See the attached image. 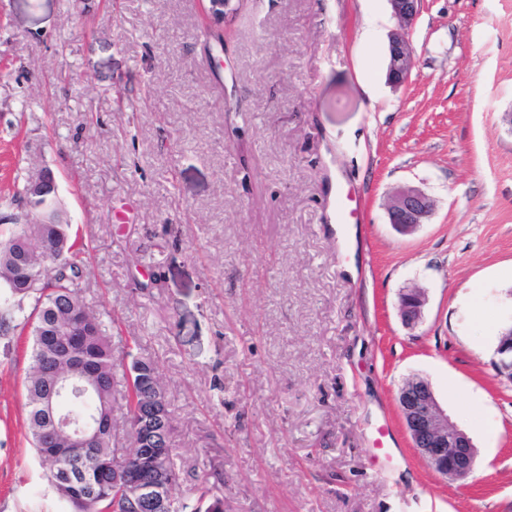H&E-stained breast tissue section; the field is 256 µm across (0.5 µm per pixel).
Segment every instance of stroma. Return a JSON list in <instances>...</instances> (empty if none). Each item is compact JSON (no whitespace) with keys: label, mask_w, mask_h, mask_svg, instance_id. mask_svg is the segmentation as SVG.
<instances>
[{"label":"stroma","mask_w":512,"mask_h":512,"mask_svg":"<svg viewBox=\"0 0 512 512\" xmlns=\"http://www.w3.org/2000/svg\"><path fill=\"white\" fill-rule=\"evenodd\" d=\"M205 3L0 0V232L52 170L115 357L158 365L184 502L208 483L224 512H512V383L493 367L512 322V0H422L400 87L388 0H238L209 26ZM406 183L436 201L410 235L386 210ZM353 201L350 252L331 215ZM34 305L0 332V512H72L27 438ZM412 376L477 449L468 480L413 448ZM403 294L405 297L400 302L401 318L407 326H414L422 318L426 303L425 292L420 288H408Z\"/></svg>","instance_id":"obj_1"}]
</instances>
